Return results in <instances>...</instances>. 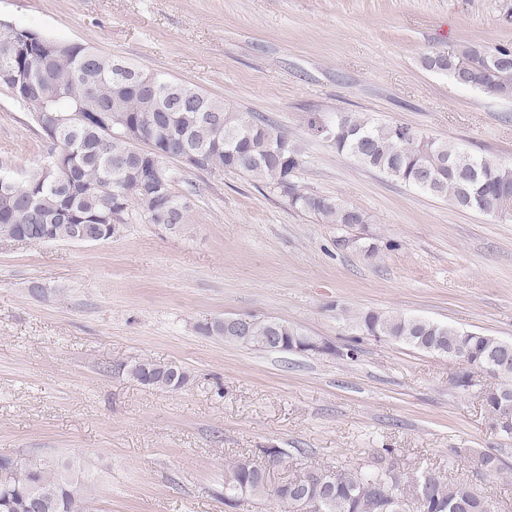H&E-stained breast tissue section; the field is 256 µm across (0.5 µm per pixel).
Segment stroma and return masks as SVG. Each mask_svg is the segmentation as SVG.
<instances>
[{"mask_svg": "<svg viewBox=\"0 0 512 512\" xmlns=\"http://www.w3.org/2000/svg\"><path fill=\"white\" fill-rule=\"evenodd\" d=\"M0 19L97 47L269 120L299 148L306 192L363 212L351 227L294 210L249 178L170 160L188 203L178 232L130 211L98 243L0 238V455L70 463L96 512H288L224 503V472L287 451L271 484L305 468L402 469L476 486L512 512V464L466 366L364 338L356 360L264 352L208 335L240 314L320 341L352 335L342 309L403 313L512 341V221L459 210L337 154L307 126L356 112L512 163V99L456 85L424 54L512 44V0H0ZM46 155L27 110L0 88V172L25 181ZM177 364L189 381L144 385L129 367Z\"/></svg>", "mask_w": 512, "mask_h": 512, "instance_id": "35a3bbf8", "label": "stroma"}]
</instances>
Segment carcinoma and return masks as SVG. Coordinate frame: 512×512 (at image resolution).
Masks as SVG:
<instances>
[{"mask_svg": "<svg viewBox=\"0 0 512 512\" xmlns=\"http://www.w3.org/2000/svg\"><path fill=\"white\" fill-rule=\"evenodd\" d=\"M467 65L465 84L496 98H512V45L491 50L465 45L456 53L422 57L425 69L453 76L458 64ZM124 62L92 46L70 44L67 51L47 57L33 40L24 48L13 46V37L0 32V71L9 69L20 83L9 89L28 112H56L60 120L83 115L79 128L66 131L60 145L78 150L74 178L80 194L70 196L65 188L34 172L24 184L0 194V237L36 242L46 232L55 241H71L96 218L112 213L126 224L130 207L144 218L152 216L158 199L135 187L124 175L137 163L136 147L112 126L121 115L130 125L143 128L168 126L176 135L158 139L155 146L175 151L178 138L197 149L209 150L210 166L229 174L244 175L288 197L295 210L314 215L327 224L352 226L367 223L365 215L326 196L298 188L295 177L302 159L288 136L250 112L215 101L199 88L161 78L162 93L132 90L131 71H121ZM331 126L329 135L322 128ZM311 133L337 153L386 174L412 189L450 202L453 206L512 220V165L468 152L456 142L437 140L399 122L379 123L344 112L334 120L311 114ZM174 178L163 187V196L176 207L173 230L185 224L188 205L173 191ZM357 333L340 348L326 351L352 360L357 357L361 336H384L395 343L448 357L456 354L469 365L459 377L465 389L474 386L472 373L481 371L499 379L478 390V396L495 420L512 419V381L498 376L489 361L498 350V338L482 332L438 323L404 314L358 311L344 318ZM206 333L254 349L269 350L267 337L280 336V351H305L304 332L279 320H257L247 337L237 338L216 318L204 327ZM130 375L145 385L179 390L189 375L176 364L148 361L130 366ZM262 459L243 457L224 473V501L241 496L257 500L269 497L288 505L290 512H307V502L317 500L321 512H489L477 487L454 484L439 471L405 472L397 462V449L379 450L388 460L374 468H344L328 473L305 470L271 489L264 478L262 460L279 463L287 453L281 448L261 449ZM13 467L11 481L0 484V512H29L32 496L42 504L40 512H92L83 494V480L65 462L26 457L0 456V469ZM478 470L487 475L501 471L502 461L483 454Z\"/></svg>", "mask_w": 512, "mask_h": 512, "instance_id": "1", "label": "carcinoma"}]
</instances>
